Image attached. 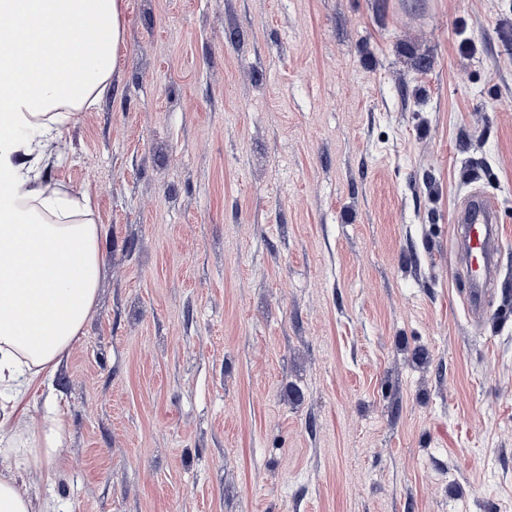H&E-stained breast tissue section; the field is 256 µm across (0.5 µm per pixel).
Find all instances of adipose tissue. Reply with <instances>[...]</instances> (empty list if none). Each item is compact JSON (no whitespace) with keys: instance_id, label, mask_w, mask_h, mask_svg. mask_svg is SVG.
I'll return each instance as SVG.
<instances>
[{"instance_id":"ef3b65f1","label":"adipose tissue","mask_w":512,"mask_h":512,"mask_svg":"<svg viewBox=\"0 0 512 512\" xmlns=\"http://www.w3.org/2000/svg\"><path fill=\"white\" fill-rule=\"evenodd\" d=\"M123 13L124 0H0V512H48L23 478L66 445L52 392L40 413L30 395L78 341L103 257L89 197L38 173L61 158L77 112L108 92Z\"/></svg>"}]
</instances>
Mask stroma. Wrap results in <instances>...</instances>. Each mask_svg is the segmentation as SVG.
<instances>
[{
    "instance_id": "35a3bbf8",
    "label": "stroma",
    "mask_w": 512,
    "mask_h": 512,
    "mask_svg": "<svg viewBox=\"0 0 512 512\" xmlns=\"http://www.w3.org/2000/svg\"><path fill=\"white\" fill-rule=\"evenodd\" d=\"M124 26L40 175L90 197L104 273L32 496L512 512V0H125ZM495 202L482 195H475L465 205L461 222L466 225L465 249L470 260L468 273L472 282L469 292V303L478 309L487 286L491 281V271L482 260H487L491 253L495 237L492 232V217L495 213Z\"/></svg>"
}]
</instances>
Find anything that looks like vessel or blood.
Here are the masks:
<instances>
[{
    "instance_id": "b4317fda",
    "label": "vessel or blood",
    "mask_w": 512,
    "mask_h": 512,
    "mask_svg": "<svg viewBox=\"0 0 512 512\" xmlns=\"http://www.w3.org/2000/svg\"><path fill=\"white\" fill-rule=\"evenodd\" d=\"M495 210L496 205L492 199L476 195L468 200L461 217L466 226L465 249L470 260L468 273L472 288L469 303L475 309L480 307L491 281V271L483 267L482 261L488 258L494 246L491 221Z\"/></svg>"
}]
</instances>
